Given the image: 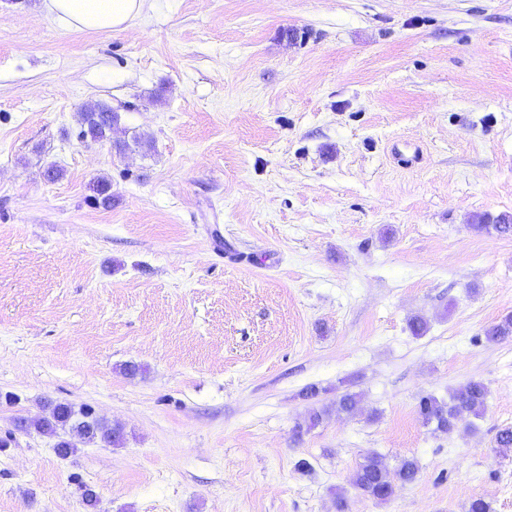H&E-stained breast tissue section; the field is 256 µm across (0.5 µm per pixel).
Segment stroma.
Here are the masks:
<instances>
[{
    "label": "stroma",
    "mask_w": 512,
    "mask_h": 512,
    "mask_svg": "<svg viewBox=\"0 0 512 512\" xmlns=\"http://www.w3.org/2000/svg\"><path fill=\"white\" fill-rule=\"evenodd\" d=\"M47 2L0 0V512H512V237L473 228L512 214V0ZM472 379L482 418L418 416ZM52 403L124 445L59 457L16 426ZM370 452L416 480L360 494ZM143 0H49V10L75 29H118L125 27L142 9ZM118 112L105 104L96 103L92 107H84L78 113L80 139L112 140V128L119 121Z\"/></svg>",
    "instance_id": "obj_1"
}]
</instances>
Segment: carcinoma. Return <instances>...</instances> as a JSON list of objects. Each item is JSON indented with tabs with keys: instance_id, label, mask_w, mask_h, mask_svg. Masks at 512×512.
Instances as JSON below:
<instances>
[{
	"instance_id": "1",
	"label": "carcinoma",
	"mask_w": 512,
	"mask_h": 512,
	"mask_svg": "<svg viewBox=\"0 0 512 512\" xmlns=\"http://www.w3.org/2000/svg\"><path fill=\"white\" fill-rule=\"evenodd\" d=\"M119 114L105 104L96 103L90 108H83L78 113L81 139L112 140V128L118 123ZM94 204L103 209L112 208V190L110 183L99 178L92 184ZM477 231L493 229L501 236H512V215L503 213L491 220L485 216L477 218L472 225ZM487 339L493 342L512 340V314L503 316L485 330ZM488 388L481 380H470L449 393L448 399H439L433 395H423L417 405V413L427 424L435 426V430L451 433L457 428L458 416L469 414L475 417L484 415L487 407ZM359 405V395L346 392L336 398V412L352 415ZM329 410L314 408L309 413L306 424H297L294 435L301 437L303 428L317 426ZM34 428L42 433L59 437V447L72 453L65 434L72 429L82 430L87 440L101 439L114 446L124 440V431L120 426H110L92 417L90 410L75 409L64 403L56 405V409L48 416L31 422ZM418 475V464L413 459H405L395 468L390 469L377 453H369L357 466L352 484L361 494L379 501L388 500L399 485L412 483Z\"/></svg>"
}]
</instances>
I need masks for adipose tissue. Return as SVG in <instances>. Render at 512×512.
Returning <instances> with one entry per match:
<instances>
[{"label": "adipose tissue", "instance_id": "obj_1", "mask_svg": "<svg viewBox=\"0 0 512 512\" xmlns=\"http://www.w3.org/2000/svg\"><path fill=\"white\" fill-rule=\"evenodd\" d=\"M143 0H49V10L75 29H118L141 11Z\"/></svg>", "mask_w": 512, "mask_h": 512}]
</instances>
